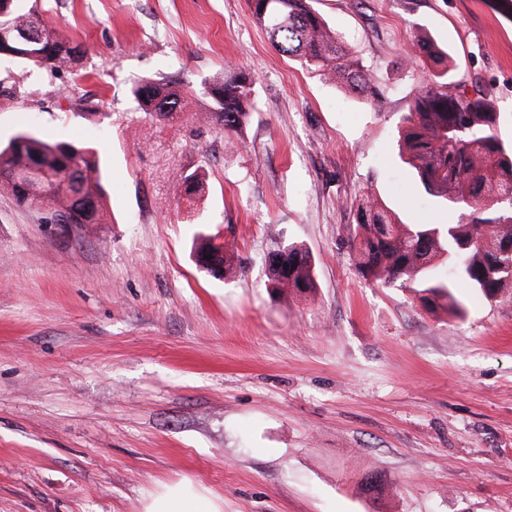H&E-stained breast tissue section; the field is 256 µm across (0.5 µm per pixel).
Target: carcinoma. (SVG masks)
<instances>
[{"label":"carcinoma","mask_w":512,"mask_h":512,"mask_svg":"<svg viewBox=\"0 0 512 512\" xmlns=\"http://www.w3.org/2000/svg\"><path fill=\"white\" fill-rule=\"evenodd\" d=\"M273 47L306 68L330 76L349 93L370 101L374 81L366 67L345 50L336 33L314 8L313 0H249ZM36 31L43 41L19 49L1 45L0 54L22 53L20 59L50 71L81 58L80 46L47 28L18 0H0V24ZM414 61L436 69L425 75L410 100L400 129L404 164L415 170L426 194L439 207L459 213L455 223L403 224L373 197L359 204L350 249L365 279L386 286L397 281L436 311L461 318L465 308L455 288H475L493 298L512 288V145L497 134L498 113L491 93L475 97L448 94V64L429 40L414 43ZM210 98L207 119L230 133L241 130L253 105V81L243 73L227 75L205 86ZM196 93L190 84L168 88L151 79L133 89L136 100L154 117L175 119L185 98ZM99 159L88 147L49 143L19 133L0 149V186L28 206H48L51 222L100 224L107 205L100 184ZM194 249L198 268L213 277H230L234 252L200 236ZM286 265L271 270L276 289L308 293L315 289L309 252L288 245ZM443 260L454 270L444 278L436 270Z\"/></svg>","instance_id":"1"}]
</instances>
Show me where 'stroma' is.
<instances>
[{
    "instance_id": "stroma-1",
    "label": "stroma",
    "mask_w": 512,
    "mask_h": 512,
    "mask_svg": "<svg viewBox=\"0 0 512 512\" xmlns=\"http://www.w3.org/2000/svg\"><path fill=\"white\" fill-rule=\"evenodd\" d=\"M27 3L85 54L52 74L0 57V144L94 148L108 207L51 224L0 188V512H146L185 482L218 512H512V290L433 314L349 248L368 195L443 218L398 158L417 39L447 51L450 93L490 88L512 143V0H316L373 105L277 52L248 0ZM240 70L234 134L203 95L162 120L132 94ZM197 234L235 252L233 278L198 269ZM292 242L314 293L268 282Z\"/></svg>"
}]
</instances>
